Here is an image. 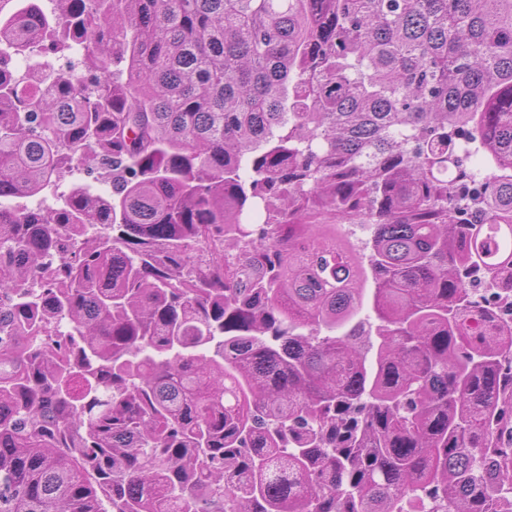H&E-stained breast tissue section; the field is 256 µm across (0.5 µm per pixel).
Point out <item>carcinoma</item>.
Here are the masks:
<instances>
[{
	"label": "carcinoma",
	"mask_w": 512,
	"mask_h": 512,
	"mask_svg": "<svg viewBox=\"0 0 512 512\" xmlns=\"http://www.w3.org/2000/svg\"><path fill=\"white\" fill-rule=\"evenodd\" d=\"M426 505L512 512V0H0V512Z\"/></svg>",
	"instance_id": "1"
}]
</instances>
